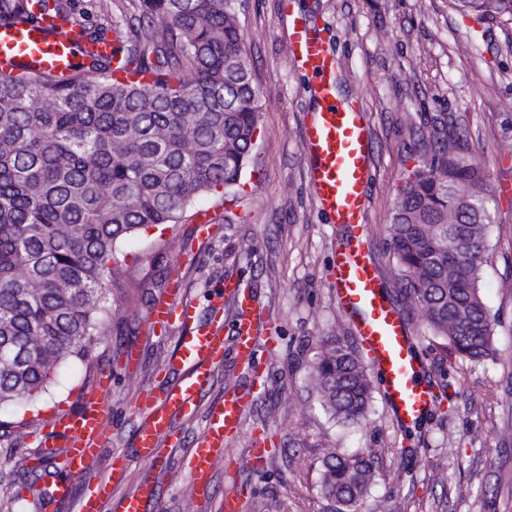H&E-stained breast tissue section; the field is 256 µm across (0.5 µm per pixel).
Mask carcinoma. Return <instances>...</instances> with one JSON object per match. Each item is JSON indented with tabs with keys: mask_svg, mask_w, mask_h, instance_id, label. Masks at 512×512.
I'll return each mask as SVG.
<instances>
[{
	"mask_svg": "<svg viewBox=\"0 0 512 512\" xmlns=\"http://www.w3.org/2000/svg\"><path fill=\"white\" fill-rule=\"evenodd\" d=\"M477 21L512 23V0H450ZM120 48L130 71L90 55L71 74L0 75V405L28 403L70 357L87 360L112 332L116 244L149 226L180 224L201 196L241 184L252 159L260 91L232 0H140ZM89 29L71 0H0V24L37 14ZM391 212L397 294L418 308L445 352L496 358L481 295L492 223L487 176L447 119L423 142ZM333 420L366 418L369 368L322 341L307 367ZM374 478L364 454L333 452L321 488L357 512Z\"/></svg>",
	"mask_w": 512,
	"mask_h": 512,
	"instance_id": "carcinoma-1",
	"label": "carcinoma"
}]
</instances>
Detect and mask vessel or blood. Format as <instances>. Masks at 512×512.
Here are the masks:
<instances>
[{
  "instance_id": "vessel-or-blood-1",
  "label": "vessel or blood",
  "mask_w": 512,
  "mask_h": 512,
  "mask_svg": "<svg viewBox=\"0 0 512 512\" xmlns=\"http://www.w3.org/2000/svg\"><path fill=\"white\" fill-rule=\"evenodd\" d=\"M53 23V18L44 17L26 26L0 25V74L12 75L26 68L53 75L69 72L75 62L72 45ZM289 42L294 64L313 79L309 91L316 106L308 114L304 133L311 191L321 214L353 232L352 242L336 247L331 287L340 308L355 319L357 336L374 372L383 379L393 415L412 421L434 405L436 395L418 380L421 368L412 340L383 293L371 247L360 231L372 176L368 124L359 107L337 99L339 62L316 25L304 16H292ZM228 297L235 304L233 336L229 339L224 336L222 319ZM262 322L263 313L251 289L238 282L225 285L222 297L214 300L212 313L204 321L198 319L192 303L177 296L156 302L153 326L180 328L181 336L178 352L167 365L173 382L160 395H143L135 406L140 418L135 447L142 460H156L172 446V416L195 414L199 396L226 346H233L244 369L256 373L258 352L265 340ZM110 385V376H101L97 386L83 394L78 411L55 416L42 435L40 447L71 473H79L102 450L108 432L104 395ZM249 398L247 391L232 390L209 410L203 432L187 457L193 483L209 481L218 454L239 431ZM127 466L123 453H113L108 473L85 487L81 512H102L113 488L123 481ZM156 496L155 487L144 486L121 499L119 512H145Z\"/></svg>"
}]
</instances>
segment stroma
<instances>
[{
  "label": "stroma",
  "mask_w": 512,
  "mask_h": 512,
  "mask_svg": "<svg viewBox=\"0 0 512 512\" xmlns=\"http://www.w3.org/2000/svg\"><path fill=\"white\" fill-rule=\"evenodd\" d=\"M235 6L261 91L254 161L240 187L202 196L182 223L122 240L116 286L125 298L111 333L95 337L91 362L69 359L33 402L0 406L16 447L15 455H0V512H78L84 485L107 473L116 451L128 458L120 494L156 481L158 512H216L232 491L242 495L244 512H332L320 482L334 450L374 455L375 477L359 512H512V24L460 16L448 0H295L340 62V89L367 117L373 166L363 230L389 299L397 297L399 273L389 248L394 194L420 160L433 119L452 122L495 190L496 221L487 227L491 259L480 288L495 321L496 359L472 364L446 357L418 312L408 313V334L436 405L405 424L377 386L365 419L344 426L324 412L306 372L320 338L361 348L330 288L342 234L319 213L309 185L308 79L292 64L281 0H235ZM201 210L214 215L207 238L196 227ZM175 276L202 320L225 280L241 281L253 290L272 337L260 352V389L226 350L195 416L173 421L180 445L151 465L134 446L132 410L142 394L162 392L168 383L163 371L180 331L151 334L147 325L154 301ZM132 348L139 360L129 368L123 357ZM104 373L112 376L104 449L76 477L50 464L55 482H73L74 490L70 499L46 505L23 489L37 465L25 452L37 447L52 412L76 411L81 394ZM228 389L254 396L210 485L201 489L184 458L208 409ZM260 439L269 451L255 466L252 449Z\"/></svg>",
  "instance_id": "1"
}]
</instances>
